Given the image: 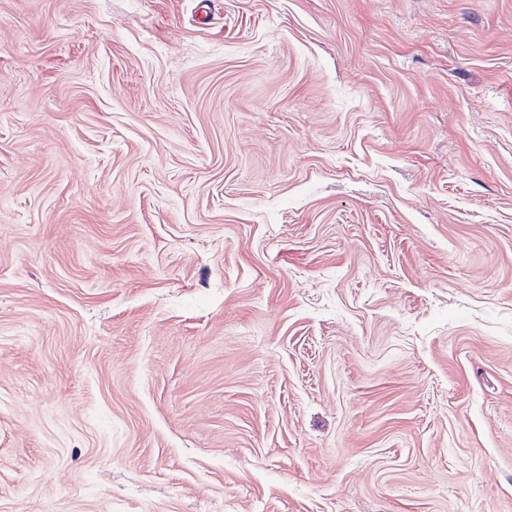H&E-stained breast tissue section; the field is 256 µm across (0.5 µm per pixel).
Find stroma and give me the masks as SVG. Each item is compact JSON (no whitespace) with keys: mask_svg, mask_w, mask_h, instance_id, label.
Listing matches in <instances>:
<instances>
[{"mask_svg":"<svg viewBox=\"0 0 512 512\" xmlns=\"http://www.w3.org/2000/svg\"><path fill=\"white\" fill-rule=\"evenodd\" d=\"M0 512H512V0H0Z\"/></svg>","mask_w":512,"mask_h":512,"instance_id":"stroma-1","label":"stroma"}]
</instances>
